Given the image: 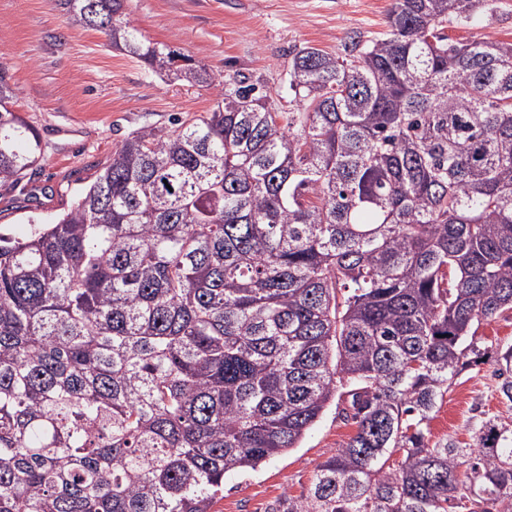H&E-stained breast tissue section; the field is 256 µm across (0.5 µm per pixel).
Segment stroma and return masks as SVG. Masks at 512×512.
Wrapping results in <instances>:
<instances>
[{
    "label": "stroma",
    "instance_id": "stroma-1",
    "mask_svg": "<svg viewBox=\"0 0 512 512\" xmlns=\"http://www.w3.org/2000/svg\"><path fill=\"white\" fill-rule=\"evenodd\" d=\"M391 0H125L143 37L204 65L218 80L239 73L261 82L281 112L295 109L293 56L315 47L344 55L352 37L381 38ZM457 41L512 39V0H494L477 22L452 24ZM0 65L17 89L15 110L42 147L16 185L0 184V232L17 236L67 209L133 132L210 112L220 89L159 75L113 50L100 31L71 25L54 0H0ZM488 357L453 382L430 421L432 440L472 445L485 420L512 428V402L499 393L497 358L512 348V311L477 330ZM328 407L297 448L257 470L224 478L212 512H272L308 492L318 466L352 436Z\"/></svg>",
    "mask_w": 512,
    "mask_h": 512
}]
</instances>
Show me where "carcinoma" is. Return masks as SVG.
I'll use <instances>...</instances> for the list:
<instances>
[{
	"label": "carcinoma",
	"mask_w": 512,
	"mask_h": 512,
	"mask_svg": "<svg viewBox=\"0 0 512 512\" xmlns=\"http://www.w3.org/2000/svg\"><path fill=\"white\" fill-rule=\"evenodd\" d=\"M485 2L392 0L382 38L299 51L295 112L230 76L208 115L126 138L56 222L0 234V512H211L333 401L355 433L285 512H512L511 429L429 431L512 310V40L445 34ZM57 5L172 64L124 0ZM16 101L0 66V183L41 154Z\"/></svg>",
	"instance_id": "1"
}]
</instances>
